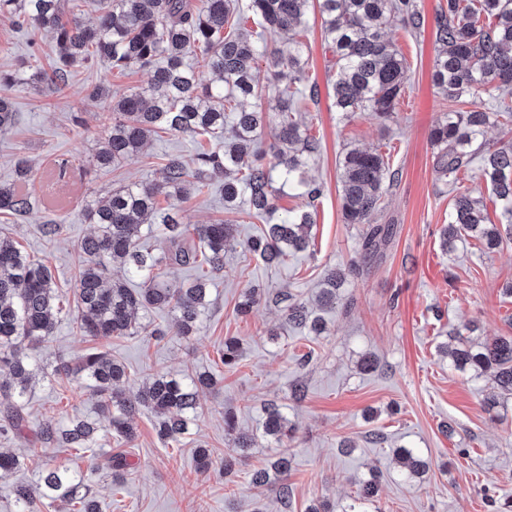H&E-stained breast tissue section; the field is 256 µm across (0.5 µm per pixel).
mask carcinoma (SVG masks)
Returning <instances> with one entry per match:
<instances>
[{"label":"carcinoma","instance_id":"carcinoma-1","mask_svg":"<svg viewBox=\"0 0 512 512\" xmlns=\"http://www.w3.org/2000/svg\"><path fill=\"white\" fill-rule=\"evenodd\" d=\"M74 0H0V17L25 26L32 46H39L43 32L52 34L58 47L55 62L37 74L54 91L68 85L72 69L103 61L117 71L133 67L150 69L147 87L117 100L104 88L88 94L93 102H105L112 114L107 144L93 164L100 170L114 167L140 152L160 131L208 138L211 148L188 161L170 156L159 183H134L115 188L101 199L90 201L86 217L96 231L77 244L80 264L74 292L78 300L77 327L93 340L124 336L161 337L162 326L138 320V313L151 309L175 313L181 336L193 335L210 305L207 279L224 271V250L233 237L234 224L219 220L191 226L182 220L181 204L218 188L224 210L261 223L246 242L249 252L268 265H278L291 251L310 246L314 202L321 187L308 177L309 161L319 153V142L296 119L294 81L281 84V68L300 74L304 69L305 45L300 39L310 19H318L324 41L335 58L336 111L345 117L369 112L381 121L393 118L407 80L403 54L385 38V28L395 22L419 28L421 16L413 0H249L248 11L259 31L243 30L238 0H97V16L91 26L72 7ZM437 37L440 49L433 80L448 98L469 99L471 109L448 112L431 131L438 149L441 176L454 182L471 156L483 159L482 177L501 208V222H486L483 197L458 192L451 203L450 220L440 232L441 248L449 253L467 236L484 249L494 250L512 240V142L490 147L486 128L495 115L512 122V105L500 100L491 113L484 97L492 91L512 94V0H447ZM198 55L210 78L203 80L186 58ZM266 60L275 83L261 80L258 61ZM267 96L274 100L272 112L238 109L239 101ZM15 121L12 102L0 92V132ZM276 124L272 161L262 163L259 140L264 127ZM72 160L54 159V183L68 178ZM16 171L21 184L0 185V214L20 216L31 205L25 182L28 161L18 158ZM395 179L387 158L378 150L349 149L339 160V186L345 223L362 225L361 256L346 269L328 270L317 295L320 310L350 303L340 288L348 276L360 274L362 263L380 253L392 237L390 224L374 223L381 209L386 182ZM291 187L306 203L297 210H282L276 200L281 189ZM172 200L158 207V198ZM156 229L170 244L168 253L154 256L141 245L142 228ZM206 263L209 271L179 288L170 287L159 272L162 264L196 267ZM118 263L124 277L106 283L109 267ZM140 286L130 288V278ZM265 299L259 288H250L237 306L246 315ZM285 322L310 324L317 336L327 331L323 319L305 303L284 296ZM62 299L54 288L50 269L29 259L19 243L0 237V396L7 399L10 429L26 427L25 398L36 374L31 352L48 343L62 313ZM452 365L477 377L494 370L493 384L485 393L490 407L512 395V336L473 343L462 331L451 335ZM240 359L237 339L224 340V366L231 369ZM85 385L96 397L101 415L110 419V429L130 442L135 438L134 419L142 409L155 417L158 439L166 443L185 434L200 417L199 391L217 384L203 372L185 378L167 374L148 376L135 392L118 386L128 382L125 366L108 352L88 353L72 364L54 369ZM264 435L283 447L273 460L250 475V486L259 495H275L281 507L290 505L288 470L291 459L285 441L293 437L282 407L272 401L265 406ZM100 426L77 420L67 429L45 425L36 432L44 444H63L92 452V461L104 468L116 483L128 475L126 457L96 454ZM254 446V437L241 433L236 446L220 462L223 475L234 476ZM408 480L422 478L428 461L416 448L393 450ZM21 466L19 456L0 450V477ZM37 488L15 489L17 512H42L43 501L78 506L76 512H99V504L84 489L80 474L46 460L39 471ZM378 489L377 475L360 483L353 504L344 512H361L356 504L370 501Z\"/></svg>","mask_w":512,"mask_h":512}]
</instances>
